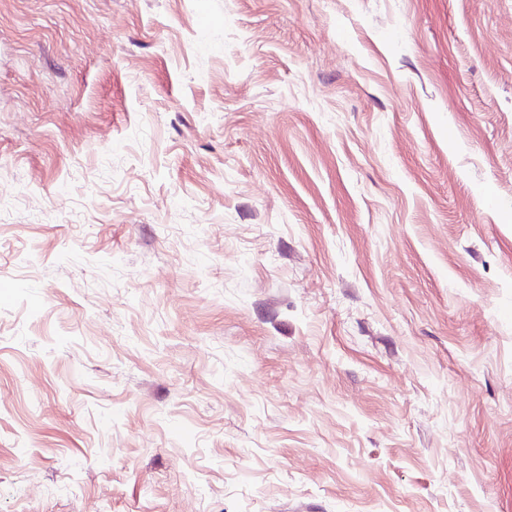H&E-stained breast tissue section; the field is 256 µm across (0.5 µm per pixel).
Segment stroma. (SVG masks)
<instances>
[{
    "label": "stroma",
    "instance_id": "obj_1",
    "mask_svg": "<svg viewBox=\"0 0 512 512\" xmlns=\"http://www.w3.org/2000/svg\"><path fill=\"white\" fill-rule=\"evenodd\" d=\"M0 512H512V0H0Z\"/></svg>",
    "mask_w": 512,
    "mask_h": 512
}]
</instances>
